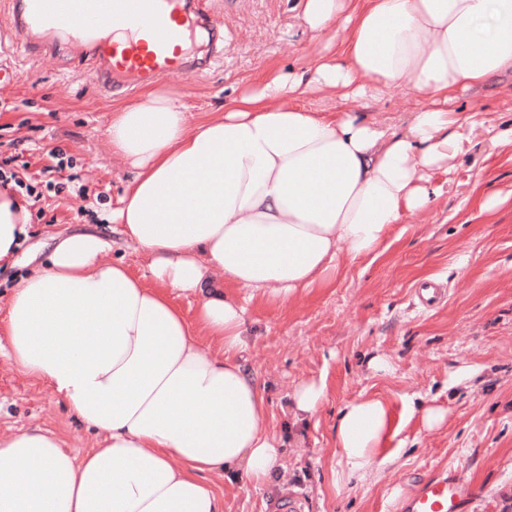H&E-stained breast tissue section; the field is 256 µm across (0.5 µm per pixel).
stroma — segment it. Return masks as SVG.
Segmentation results:
<instances>
[{"instance_id":"stroma-1","label":"stroma","mask_w":512,"mask_h":512,"mask_svg":"<svg viewBox=\"0 0 512 512\" xmlns=\"http://www.w3.org/2000/svg\"><path fill=\"white\" fill-rule=\"evenodd\" d=\"M202 7L222 26V51L192 77L162 83L182 95L191 122L223 110L262 77L313 64L331 41L312 39L304 0H202ZM0 47L15 70L12 81L0 83V162L20 181L16 194L30 213L17 264L0 266V317L18 280L47 260L58 237L75 230L97 234L111 244L108 259L147 274L146 258L112 230V210L132 176L106 137L113 98L88 71L17 52L1 7ZM299 102L324 112H364L398 131L419 106L399 87L360 101L310 91ZM451 108L511 127L512 73L459 93ZM467 134L453 181L433 178L441 195L425 211L403 217L377 260L344 268L331 287L288 305L269 298L248 303L246 365L269 400L270 429L281 435L292 429L298 438L283 449L265 485L209 474L224 512H277L287 495L300 499L303 512H396L420 480L448 473L478 492L464 512H512V147L495 144L481 125ZM495 194L506 203L481 211L483 199ZM427 281L448 288L444 304L429 310L415 295ZM378 358L386 370L373 368ZM320 379L323 406L293 424L295 387ZM360 395L397 407L410 398L448 415L434 430L420 417L404 419L388 445L393 464L337 486L336 411ZM31 428L62 438L77 456L100 441L48 383L1 349L0 435Z\"/></svg>"}]
</instances>
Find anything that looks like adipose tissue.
Masks as SVG:
<instances>
[{
	"instance_id": "1",
	"label": "adipose tissue",
	"mask_w": 512,
	"mask_h": 512,
	"mask_svg": "<svg viewBox=\"0 0 512 512\" xmlns=\"http://www.w3.org/2000/svg\"><path fill=\"white\" fill-rule=\"evenodd\" d=\"M303 21L315 36L336 28V55L265 78L216 116L188 123L181 97L157 88L113 110L107 138L132 177L112 220L148 277L72 233L0 318L9 357L102 443L79 458L39 429L0 437V512H224L204 474L267 483L285 442L242 363L248 303L330 287L386 252L402 217L440 195L434 175L453 173L468 120L449 101L512 70V0H305ZM392 86L420 101L401 132L297 103L309 88L346 100ZM28 218L0 190V263ZM177 293L195 297L193 318ZM398 432L389 400L343 403L337 483L391 464Z\"/></svg>"
}]
</instances>
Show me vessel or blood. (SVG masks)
<instances>
[{
  "mask_svg": "<svg viewBox=\"0 0 512 512\" xmlns=\"http://www.w3.org/2000/svg\"><path fill=\"white\" fill-rule=\"evenodd\" d=\"M18 49L49 61L68 44L72 68L90 67L106 92L168 76L187 78L197 34L209 17L199 0H8ZM476 492L453 475L420 483L403 512H459Z\"/></svg>",
  "mask_w": 512,
  "mask_h": 512,
  "instance_id": "vessel-or-blood-1",
  "label": "vessel or blood"
}]
</instances>
